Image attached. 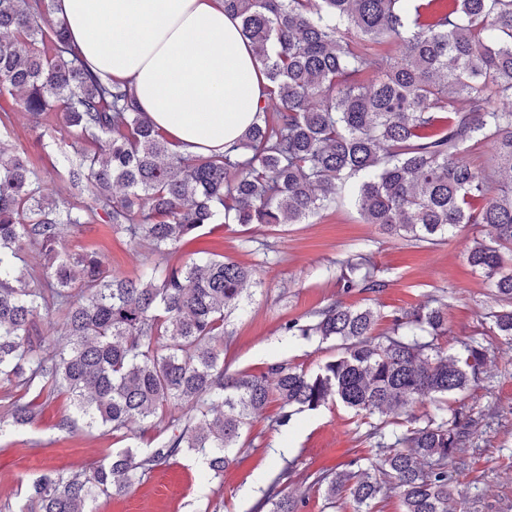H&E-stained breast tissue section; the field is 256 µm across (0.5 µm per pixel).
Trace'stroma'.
I'll list each match as a JSON object with an SVG mask.
<instances>
[{
	"label": "stroma",
	"instance_id": "1",
	"mask_svg": "<svg viewBox=\"0 0 512 512\" xmlns=\"http://www.w3.org/2000/svg\"><path fill=\"white\" fill-rule=\"evenodd\" d=\"M3 112L10 122L0 132V145L23 150L51 192H63L57 171L62 154L72 153L73 140L61 120L55 117L32 128L8 98L0 100ZM493 235L489 225L463 224L444 242L416 245L383 234L346 207L276 229L208 225L190 248L257 268V285L235 313L231 336L224 339L225 362L233 372H257L282 360L317 370L336 355L335 341L285 336L280 325L293 319L308 323L312 312L337 301L377 310L380 334L405 309L430 298L446 303L448 334L439 340L442 350L459 353L473 339L488 352L483 374L451 400L462 408L469 432L465 447L448 461L454 493L463 512H512V340L492 328L488 314L499 304L466 260L474 242L490 241ZM63 245L70 251H98L112 273L122 276L133 275L149 252L147 241H130L100 221L65 230ZM357 251L370 255L384 283L380 291L344 288L339 262ZM10 398L33 403L37 417L34 424L0 434V506H16L21 478L47 469H82L113 444L111 436L98 431L61 429V420L72 411L65 389L40 395L33 389L0 388V418ZM280 415L273 402L253 418L245 445L221 482L205 481L200 460L182 454L146 473L128 494L100 499L96 512H253L257 499L248 496V489L277 476L287 463L292 469L283 487L304 496L300 512H352L351 503L343 499L328 508L324 492L310 488L309 476L347 468L359 457H376L377 448L366 438L369 419L339 403L295 413L284 425L278 422Z\"/></svg>",
	"mask_w": 512,
	"mask_h": 512
}]
</instances>
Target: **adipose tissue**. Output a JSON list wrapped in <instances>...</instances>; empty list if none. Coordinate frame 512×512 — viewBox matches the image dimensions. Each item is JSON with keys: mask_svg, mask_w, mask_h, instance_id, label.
Returning a JSON list of instances; mask_svg holds the SVG:
<instances>
[{"mask_svg": "<svg viewBox=\"0 0 512 512\" xmlns=\"http://www.w3.org/2000/svg\"><path fill=\"white\" fill-rule=\"evenodd\" d=\"M94 74L125 83L137 107L184 153L236 142L266 79L222 0H52Z\"/></svg>", "mask_w": 512, "mask_h": 512, "instance_id": "ef3b65f1", "label": "adipose tissue"}]
</instances>
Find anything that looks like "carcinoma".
Wrapping results in <instances>:
<instances>
[{"instance_id":"1","label":"carcinoma","mask_w":512,"mask_h":512,"mask_svg":"<svg viewBox=\"0 0 512 512\" xmlns=\"http://www.w3.org/2000/svg\"><path fill=\"white\" fill-rule=\"evenodd\" d=\"M240 19L269 83L257 120L222 154L185 156L140 112L121 82L91 74L70 48L47 0H0V98L39 127L61 114L85 147L66 156L70 195L88 188L95 206L44 194L27 156L0 148V385L66 388L85 428L126 440L132 426L161 440L144 458L106 449L80 471L50 470L27 483L19 512H95L145 471L180 454L202 458L221 479L256 414L271 399L285 412L335 401L367 417H405L406 429L369 437L382 456L364 468L325 470L313 485L370 512L380 495L401 512H455L448 458L464 446L462 412L448 397L478 380L487 360L476 341L450 355L446 305L422 303L374 335L378 313L334 302L283 335L340 341V353L309 373L286 361L260 373L224 367V321L238 309L253 269L221 258H161L206 224H301L349 204L363 223L414 241L462 224H489L467 262L502 308L493 328L512 336V0H223ZM491 151L478 172L472 146ZM149 242L132 277L110 273L95 250L65 252L62 230L96 219ZM44 258L38 272L22 254ZM347 289L384 287L368 258L342 262ZM57 314L65 345L47 351L41 317ZM430 401L433 413L417 415ZM0 434L32 422L29 403L8 404ZM269 486L259 508L298 512Z\"/></svg>"}]
</instances>
